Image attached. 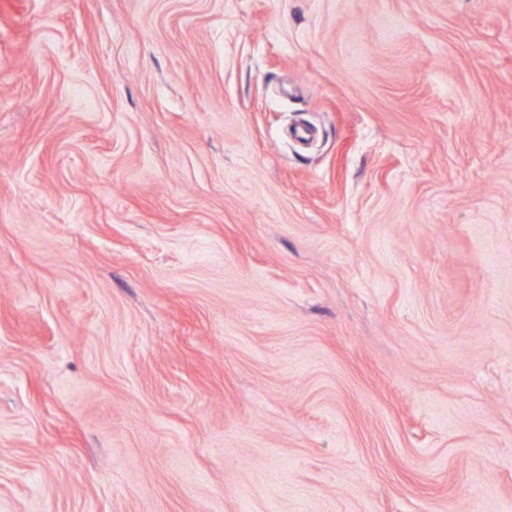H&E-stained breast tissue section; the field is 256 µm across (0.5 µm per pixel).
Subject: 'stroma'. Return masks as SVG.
<instances>
[{
  "instance_id": "35a3bbf8",
  "label": "stroma",
  "mask_w": 512,
  "mask_h": 512,
  "mask_svg": "<svg viewBox=\"0 0 512 512\" xmlns=\"http://www.w3.org/2000/svg\"><path fill=\"white\" fill-rule=\"evenodd\" d=\"M0 512H512V0H0Z\"/></svg>"
}]
</instances>
